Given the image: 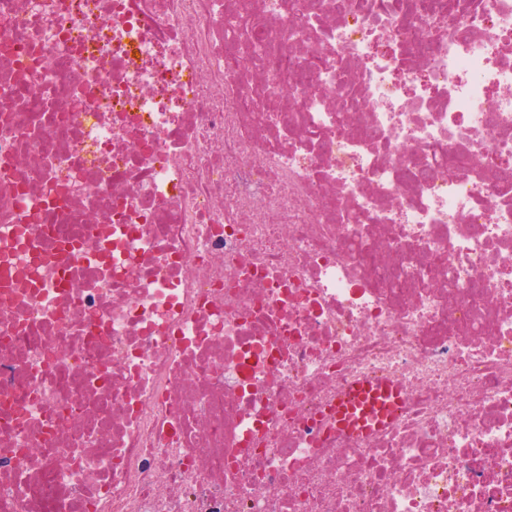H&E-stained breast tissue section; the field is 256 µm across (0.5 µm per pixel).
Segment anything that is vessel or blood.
<instances>
[{
    "label": "vessel or blood",
    "mask_w": 512,
    "mask_h": 512,
    "mask_svg": "<svg viewBox=\"0 0 512 512\" xmlns=\"http://www.w3.org/2000/svg\"><path fill=\"white\" fill-rule=\"evenodd\" d=\"M398 399L395 387L381 382L353 386L346 401L336 409L339 426L359 432L371 430Z\"/></svg>",
    "instance_id": "1"
}]
</instances>
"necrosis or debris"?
<instances>
[{
    "mask_svg": "<svg viewBox=\"0 0 512 512\" xmlns=\"http://www.w3.org/2000/svg\"><path fill=\"white\" fill-rule=\"evenodd\" d=\"M387 2L0 0V512H512V0ZM398 400V390L382 382H361L336 408V423L358 432H368Z\"/></svg>",
    "mask_w": 512,
    "mask_h": 512,
    "instance_id": "necrosis-or-debris-1",
    "label": "necrosis or debris"
}]
</instances>
